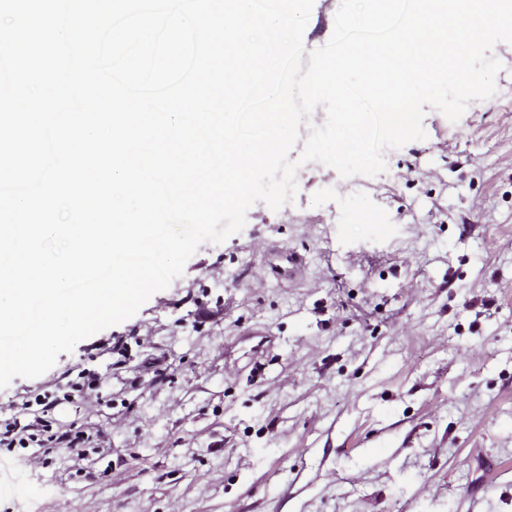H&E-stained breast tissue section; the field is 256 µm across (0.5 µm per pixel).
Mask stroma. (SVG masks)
<instances>
[{
  "label": "stroma",
  "mask_w": 512,
  "mask_h": 512,
  "mask_svg": "<svg viewBox=\"0 0 512 512\" xmlns=\"http://www.w3.org/2000/svg\"><path fill=\"white\" fill-rule=\"evenodd\" d=\"M491 55L496 94L426 107L389 177L303 164L287 209L0 389V423L37 396L45 436L93 437L0 447V512H512V44Z\"/></svg>",
  "instance_id": "stroma-1"
}]
</instances>
